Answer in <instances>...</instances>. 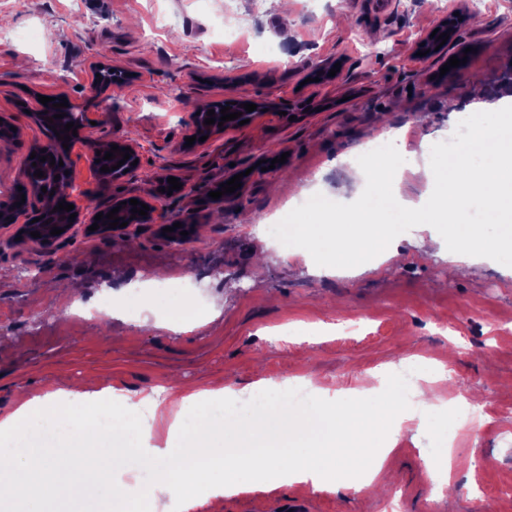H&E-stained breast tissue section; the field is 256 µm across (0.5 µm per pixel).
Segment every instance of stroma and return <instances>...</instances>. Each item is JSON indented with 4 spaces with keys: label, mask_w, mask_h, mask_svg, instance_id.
I'll return each instance as SVG.
<instances>
[{
    "label": "stroma",
    "mask_w": 512,
    "mask_h": 512,
    "mask_svg": "<svg viewBox=\"0 0 512 512\" xmlns=\"http://www.w3.org/2000/svg\"><path fill=\"white\" fill-rule=\"evenodd\" d=\"M228 9L242 20L232 38L224 35ZM458 11L478 22L448 46L466 52V70L444 74L442 57L420 58L416 45ZM0 26L40 33L34 44L0 40V114L18 129L16 139L0 140V200L30 148L46 140L30 115L38 96L63 95L84 123L66 159L83 204L145 193L167 222L190 226L179 245L148 224L110 239L79 225L57 253L31 242L1 252L0 414L61 378L101 379L135 396L163 385L240 391L260 377L305 376L349 393L378 388V371L421 356L445 366L444 399L484 401L478 421L398 432L383 462L386 488L251 486L226 498L223 512H278L288 496L306 512H512V258L466 256L451 277L448 255L422 246L444 225L410 224L395 257L362 271L316 273L289 256L291 241L273 243L263 232L300 189L352 198L338 157L387 133L419 150L448 132L453 111L476 110L475 89L495 88L512 66V0H292L286 12L278 0L259 11L253 0H0ZM98 62L130 74L107 97L89 88V66ZM336 63L340 78L312 81ZM229 98L266 109L186 145L192 107ZM117 137L138 144L142 163L106 187L91 147ZM261 160L276 166L258 169ZM237 174L236 197H210L213 185ZM172 176L186 186L175 203L158 191ZM159 270L165 283L128 296L125 283ZM63 284L88 304L111 295L113 315L75 314L59 297ZM186 292L203 308L220 300V315L177 332L142 328L144 317L165 314ZM449 428L450 478L436 492L431 455Z\"/></svg>",
    "instance_id": "obj_1"
}]
</instances>
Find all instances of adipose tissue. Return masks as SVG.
<instances>
[{
	"label": "adipose tissue",
	"mask_w": 512,
	"mask_h": 512,
	"mask_svg": "<svg viewBox=\"0 0 512 512\" xmlns=\"http://www.w3.org/2000/svg\"><path fill=\"white\" fill-rule=\"evenodd\" d=\"M417 173L424 174L427 188L419 201L404 200L408 177ZM349 176L360 185L354 206L333 215L332 197L316 193L305 221L289 225L297 255L327 269H364L374 256L389 253L405 225L444 224L448 248L457 254L487 250L512 256V116L490 121L475 114L455 166L374 157ZM474 207L480 219L470 216ZM402 390L392 376L381 380L373 397L324 389L312 404L283 399L257 407L246 425L231 429L221 419L190 414L204 399L212 407L225 406L223 389L182 385L161 402L149 394L134 400L91 382L65 393L48 387L21 397L0 416V475L21 464L28 431L38 424L61 445L35 484L11 481L13 512H50L63 493L80 491L88 479L115 512H193L201 500L211 512H221L225 498L246 483L323 491L354 467L360 489L380 476L394 421L422 426L434 421L435 406L425 400L417 413L402 411ZM89 402L94 408L88 412ZM177 433L187 442V456L173 455L171 446L156 442ZM129 461L151 465L150 484H123L121 465Z\"/></svg>",
	"instance_id": "ef3b65f1"
}]
</instances>
